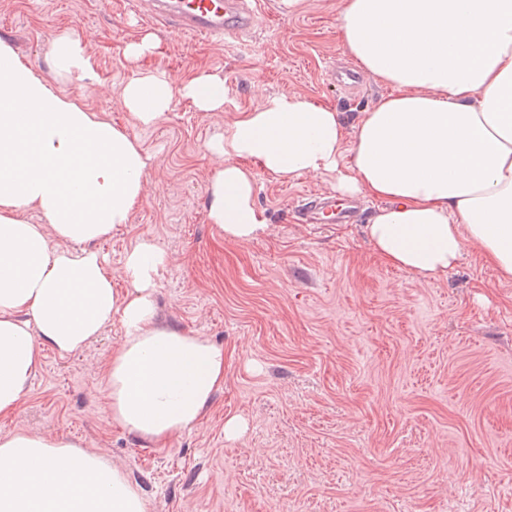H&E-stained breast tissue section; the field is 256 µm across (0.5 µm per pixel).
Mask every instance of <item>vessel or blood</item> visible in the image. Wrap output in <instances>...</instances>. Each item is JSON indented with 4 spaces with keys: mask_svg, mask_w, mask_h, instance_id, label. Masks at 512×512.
I'll return each instance as SVG.
<instances>
[{
    "mask_svg": "<svg viewBox=\"0 0 512 512\" xmlns=\"http://www.w3.org/2000/svg\"><path fill=\"white\" fill-rule=\"evenodd\" d=\"M154 18L192 37L223 41L249 31L257 13L248 0H148ZM355 205L331 196L303 197L297 220L308 224H333L352 218Z\"/></svg>",
    "mask_w": 512,
    "mask_h": 512,
    "instance_id": "1",
    "label": "vessel or blood"
}]
</instances>
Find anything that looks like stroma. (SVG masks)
<instances>
[{"label":"stroma","mask_w":512,"mask_h":512,"mask_svg":"<svg viewBox=\"0 0 512 512\" xmlns=\"http://www.w3.org/2000/svg\"><path fill=\"white\" fill-rule=\"evenodd\" d=\"M339 0H260L259 28L226 44L150 23L133 0H0V40L58 94L126 129L150 158L145 197L98 243L116 286L127 251L149 238L169 257L156 279L161 320L224 348V384L201 424L152 448L112 423L105 368L119 323L83 350L43 346L20 410L0 434L64 437L103 455L136 483L150 512H512V282L479 247L448 275L423 279L382 262L357 223L301 224L303 195L332 192L335 175L283 181L257 174L267 228L225 240L207 219L213 175L205 145L225 120L254 108L256 89L297 93L340 112L346 127L388 92L363 74L357 93L335 82L349 66L336 30ZM80 34L84 83L54 66L50 42ZM160 42L154 66L173 81L222 75L223 111L176 100L149 126L120 98L133 66L127 43ZM242 419L237 438L224 422Z\"/></svg>","instance_id":"35a3bbf8"}]
</instances>
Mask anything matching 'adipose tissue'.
Masks as SVG:
<instances>
[{"instance_id":"adipose-tissue-1","label":"adipose tissue","mask_w":512,"mask_h":512,"mask_svg":"<svg viewBox=\"0 0 512 512\" xmlns=\"http://www.w3.org/2000/svg\"><path fill=\"white\" fill-rule=\"evenodd\" d=\"M347 53L386 85L354 135L335 109L299 95L262 97L213 138L208 221L248 243L266 224L256 173L290 181L335 173L334 190L380 206L365 226L388 265L447 275L476 243L512 281V0H342ZM153 35L129 43L137 64L121 88L139 124L176 99L224 109L226 87L198 70L172 81L148 65ZM57 68L84 81V40L53 39ZM150 163L138 142L75 99L57 95L0 41V416L16 413L42 345L69 354L119 321L107 369L114 424L162 448L198 425L224 383V349L163 325L154 298L167 254L148 238L126 254L115 286L95 242L127 223ZM44 215L30 224L28 211ZM0 512H150L139 488L98 454L63 438L0 435Z\"/></svg>"}]
</instances>
